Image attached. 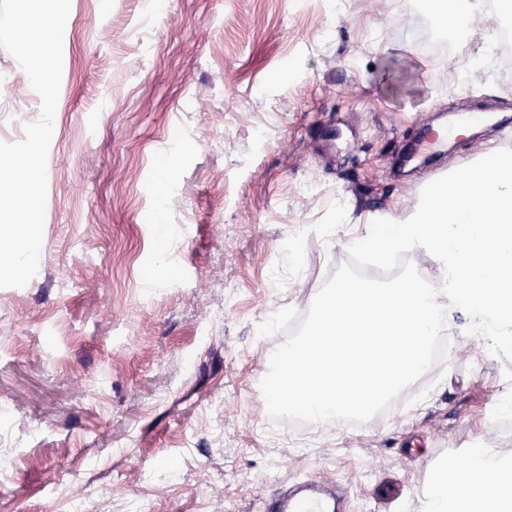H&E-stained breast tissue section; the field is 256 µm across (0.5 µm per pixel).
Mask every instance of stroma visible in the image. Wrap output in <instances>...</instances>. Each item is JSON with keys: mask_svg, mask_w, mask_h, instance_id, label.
<instances>
[{"mask_svg": "<svg viewBox=\"0 0 512 512\" xmlns=\"http://www.w3.org/2000/svg\"><path fill=\"white\" fill-rule=\"evenodd\" d=\"M416 0H71L37 274L0 288V512H263L322 476L345 512H421L433 465L491 442L512 369L454 310V351L415 408L297 435L260 384L258 327L306 313L369 216L407 215L496 125L426 151L459 112L512 118V51L436 66ZM40 99L0 49V142Z\"/></svg>", "mask_w": 512, "mask_h": 512, "instance_id": "obj_1", "label": "stroma"}]
</instances>
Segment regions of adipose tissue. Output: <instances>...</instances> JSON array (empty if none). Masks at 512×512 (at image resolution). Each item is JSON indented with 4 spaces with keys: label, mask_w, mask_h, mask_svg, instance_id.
Instances as JSON below:
<instances>
[{
    "label": "adipose tissue",
    "mask_w": 512,
    "mask_h": 512,
    "mask_svg": "<svg viewBox=\"0 0 512 512\" xmlns=\"http://www.w3.org/2000/svg\"><path fill=\"white\" fill-rule=\"evenodd\" d=\"M426 6L440 30L459 33L465 40L483 34L481 53L462 64L469 72L484 71L496 44L498 28L512 16V0H427ZM483 30H476L474 20ZM426 512H512V455L481 448L467 473L449 461L436 466V477L425 493Z\"/></svg>",
    "instance_id": "obj_1"
}]
</instances>
